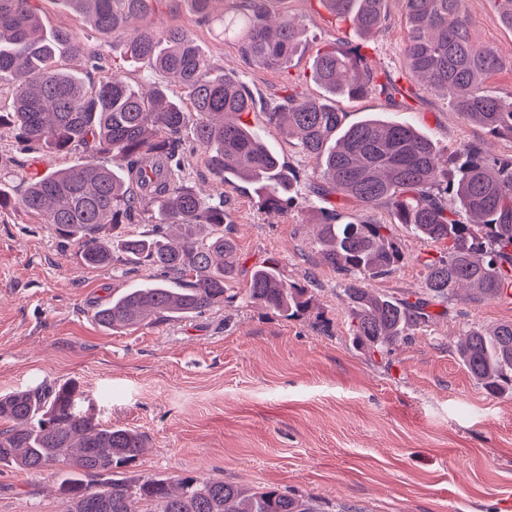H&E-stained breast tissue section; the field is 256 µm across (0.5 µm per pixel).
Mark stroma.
Returning a JSON list of instances; mask_svg holds the SVG:
<instances>
[{
	"label": "stroma",
	"instance_id": "obj_1",
	"mask_svg": "<svg viewBox=\"0 0 512 512\" xmlns=\"http://www.w3.org/2000/svg\"><path fill=\"white\" fill-rule=\"evenodd\" d=\"M274 8L303 31L284 71L248 63L237 41L201 22L182 0H167L151 22L188 29L259 107L280 97L290 76L299 95L323 96L310 69L318 50L337 38L359 46L374 72L401 77L406 69L400 0H387L385 27L367 37L332 19L319 0H276ZM464 9L476 41L494 47L502 61L485 80L486 93L511 101L512 28L490 0H465ZM42 20L47 29L76 32L105 59L123 52L120 39H102L60 0H44ZM335 105L347 126L368 115L411 123L444 160L474 142L488 157L512 155V141L487 134L442 93L402 77L393 99L340 95ZM244 120L297 171L300 204L261 208L250 192L213 174L190 140L182 155L187 182L224 198L238 252L235 290L247 288L255 266L275 261L288 280L310 286L311 309L288 318L239 299L200 317L105 331L93 318L96 307L153 280L154 270L127 261L84 265L74 242L15 206L0 211V393L76 382L103 422L144 435V452L120 469L131 479L204 476L255 490L278 487L319 498L327 512H501V502L512 499V395L487 394L455 346L471 326L512 321V300H455L433 307L432 318L386 354L357 348L342 277L319 251L322 212L333 205L392 225L405 261L392 275L368 280L378 293L421 292L424 264L442 247L395 223L386 206L328 203L311 190L320 180L315 161L259 109ZM61 164L22 152L11 134H0V179L12 197L21 196L27 175ZM0 512H66V504L53 474L2 465Z\"/></svg>",
	"mask_w": 512,
	"mask_h": 512
}]
</instances>
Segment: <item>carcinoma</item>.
<instances>
[{"mask_svg":"<svg viewBox=\"0 0 512 512\" xmlns=\"http://www.w3.org/2000/svg\"><path fill=\"white\" fill-rule=\"evenodd\" d=\"M41 2L0 0V92L12 98V110L0 113V129L14 134L22 150L49 151L68 163L27 176L18 201L0 189V209L18 204L43 217L77 243L88 265L124 256L159 271L160 278L123 289L94 312L105 329L191 318L233 301L237 294L228 283L236 270V245L224 231V197L202 196L187 185L183 132L193 124L209 169L226 184L249 186L261 207L282 211L297 204L296 175L241 121L255 107L252 95L210 63L187 30L132 27L165 0L62 2L103 35H124L125 55L178 83L183 98L171 95L165 82L143 93L120 65H107L74 32L47 31ZM184 2L200 21L238 38L256 67H286L301 43L302 30L290 16L271 18L273 0H239L231 15L219 7L223 0ZM319 2L362 35L380 30L386 19V0ZM402 2L409 78L442 92L465 119L512 141V101L483 90L484 80L500 68L499 57L475 42L463 0ZM63 59L87 61L103 72L102 80L85 83ZM312 79L324 96L301 97L289 85L283 102L267 105L266 116L320 167L322 181L314 190L353 198L366 209L384 204L398 223L444 250L426 263L427 296L411 301L375 293L365 281L390 274L404 260L389 225L334 208L323 214L320 251L343 276L356 345L389 351L429 318L430 305L451 299L458 288L481 301L512 287V157L490 163L480 147L470 145L451 175L439 165L429 137L409 123L369 116L343 127L336 96L374 93L389 99L397 90L392 74L373 72L359 48L346 41L330 42L316 54ZM146 201L154 210L145 221L155 229L125 231L144 215ZM244 298L288 318L312 305L309 288L289 281L275 262L252 271ZM458 356L488 394L512 391L511 321L491 330L470 327ZM0 420L10 423L0 431V464L52 472L67 512H326L315 497L275 488L259 491L201 476L115 477L116 469L141 454L143 436L103 422L74 382L0 395Z\"/></svg>","mask_w":512,"mask_h":512,"instance_id":"cac0c4a2","label":"carcinoma"}]
</instances>
